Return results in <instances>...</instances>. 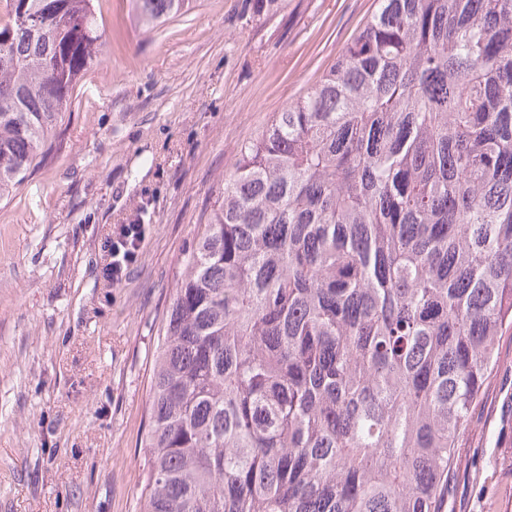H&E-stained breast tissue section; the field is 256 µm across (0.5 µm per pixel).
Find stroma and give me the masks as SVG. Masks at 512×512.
I'll return each instance as SVG.
<instances>
[{
	"instance_id": "35a3bbf8",
	"label": "stroma",
	"mask_w": 512,
	"mask_h": 512,
	"mask_svg": "<svg viewBox=\"0 0 512 512\" xmlns=\"http://www.w3.org/2000/svg\"><path fill=\"white\" fill-rule=\"evenodd\" d=\"M100 63L0 202V512H140L162 319L242 143L339 56L376 0H193L156 30L99 0ZM142 227L120 284L105 268ZM441 512H512V330Z\"/></svg>"
}]
</instances>
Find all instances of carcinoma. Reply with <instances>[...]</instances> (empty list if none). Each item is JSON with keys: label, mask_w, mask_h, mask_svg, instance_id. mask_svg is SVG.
Wrapping results in <instances>:
<instances>
[{"label": "carcinoma", "mask_w": 512, "mask_h": 512, "mask_svg": "<svg viewBox=\"0 0 512 512\" xmlns=\"http://www.w3.org/2000/svg\"><path fill=\"white\" fill-rule=\"evenodd\" d=\"M153 29L190 0H132ZM242 148L162 323L141 512H437L512 327V0H378ZM98 0H0V200Z\"/></svg>", "instance_id": "1"}]
</instances>
